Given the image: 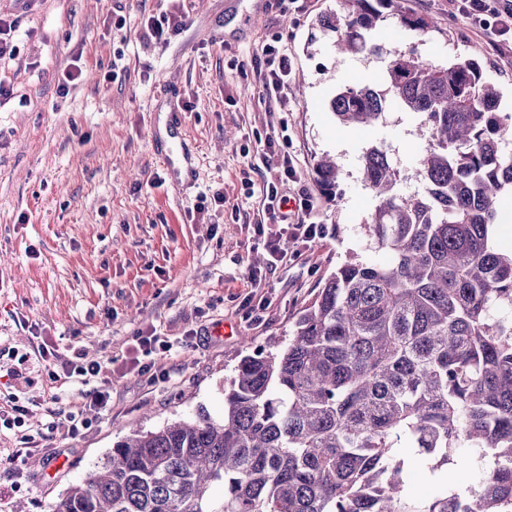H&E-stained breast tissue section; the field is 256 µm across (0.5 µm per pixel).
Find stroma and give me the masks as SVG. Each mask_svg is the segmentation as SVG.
Here are the masks:
<instances>
[{"label":"stroma","mask_w":512,"mask_h":512,"mask_svg":"<svg viewBox=\"0 0 512 512\" xmlns=\"http://www.w3.org/2000/svg\"><path fill=\"white\" fill-rule=\"evenodd\" d=\"M436 17L419 36L396 20L377 43L415 49L435 64L478 53L512 105V41L475 34L450 0H410ZM339 0H0L17 20L14 59L0 60V407L26 406L22 426H0V512H52L72 484L101 465L113 444L205 410L224 415V387L245 351L283 346L297 314L350 255L386 260L364 232L374 208L361 171L372 146L403 170L427 148L420 116L388 112L375 126L340 125L329 108L338 86L378 81L375 58H344L316 20ZM180 12L187 23L169 42L149 33V17ZM280 38L293 60L281 100L265 97L251 65L263 43ZM83 69L67 95L57 74ZM279 139L298 163L327 227L288 266L271 265L254 228L266 170L258 153ZM335 157L338 194L315 181L318 158ZM224 203L194 213L203 193ZM265 298L261 321L248 317V293ZM155 329L174 353L150 373L131 370L142 330ZM54 350L40 359L39 346ZM113 358L111 372L73 383L60 401L53 378L73 350ZM112 390V409L84 408L79 435L60 439L73 403L90 389ZM34 451L16 456L21 436ZM57 461L45 471V461Z\"/></svg>","instance_id":"obj_1"}]
</instances>
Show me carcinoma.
I'll list each match as a JSON object with an SVG mask.
<instances>
[{
  "label": "carcinoma",
  "mask_w": 512,
  "mask_h": 512,
  "mask_svg": "<svg viewBox=\"0 0 512 512\" xmlns=\"http://www.w3.org/2000/svg\"><path fill=\"white\" fill-rule=\"evenodd\" d=\"M408 2L342 0L318 24L342 52L379 56L373 35L390 16L420 35L436 29ZM380 84L422 115L428 139L411 174L419 197L395 191L400 171L383 151L363 154L376 201L365 231L389 259L336 267L288 344L241 337L222 419L115 443L53 512H512V247L494 236L512 218V111L476 58L439 65L396 51ZM330 109L347 127L383 116L370 85H345ZM315 175L337 194L335 160L320 157ZM404 448L433 473L461 459L475 481L419 501Z\"/></svg>",
  "instance_id": "cac0c4a2"
}]
</instances>
